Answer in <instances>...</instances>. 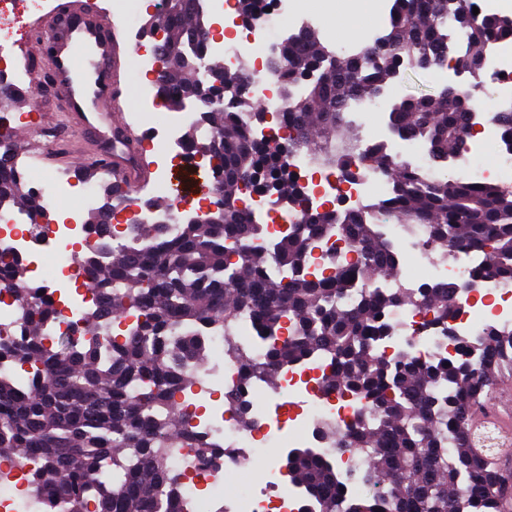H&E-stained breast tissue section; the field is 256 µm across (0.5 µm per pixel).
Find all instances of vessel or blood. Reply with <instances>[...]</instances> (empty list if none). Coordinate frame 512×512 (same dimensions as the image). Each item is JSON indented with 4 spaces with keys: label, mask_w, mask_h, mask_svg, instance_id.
Returning a JSON list of instances; mask_svg holds the SVG:
<instances>
[{
    "label": "vessel or blood",
    "mask_w": 512,
    "mask_h": 512,
    "mask_svg": "<svg viewBox=\"0 0 512 512\" xmlns=\"http://www.w3.org/2000/svg\"><path fill=\"white\" fill-rule=\"evenodd\" d=\"M100 15V8L84 4L83 0H53L36 31L51 46L47 68L61 94V125L91 140L94 155L106 169L121 172L126 190L135 195L142 184L143 145L127 131L113 126L112 115L104 108L118 88L110 77L114 45ZM169 184L175 201L183 203L211 188L212 181L200 170L186 167L171 171ZM500 405V411L483 413L473 421L472 432L492 424L500 433L511 434L512 425L505 422L504 416L512 412V394L503 393Z\"/></svg>",
    "instance_id": "1"
}]
</instances>
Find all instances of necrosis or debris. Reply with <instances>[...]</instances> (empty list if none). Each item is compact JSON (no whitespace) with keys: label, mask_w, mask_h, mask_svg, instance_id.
<instances>
[{"label":"necrosis or debris","mask_w":512,"mask_h":512,"mask_svg":"<svg viewBox=\"0 0 512 512\" xmlns=\"http://www.w3.org/2000/svg\"><path fill=\"white\" fill-rule=\"evenodd\" d=\"M256 9L263 26L244 21L241 16L225 14L223 28L209 31V54H222L225 68L247 66L253 91L264 103L266 111L280 109L278 88L282 78L270 66L273 45L267 37L268 29L282 26L291 14L288 0H257ZM484 67L491 75L494 88L486 94V105L472 116L473 123L489 127L493 114L512 109V44L495 42L489 45ZM198 110L180 113L175 123L155 128L154 137L180 164L193 167L197 160L184 138L185 128L198 123ZM366 143L383 144L392 164H406L424 168L426 152L420 141L407 138L395 140L388 127L376 124L368 127ZM288 170L298 176L306 187L310 207L328 209L336 200L345 206L355 207L368 200H381L391 191L390 179L380 170L365 167L362 177L356 181L344 180L340 173L316 166L311 155L305 152L290 153ZM40 201L49 222L47 232L40 237L31 232L29 221L0 211V255L7 254L26 259L34 265L50 260L57 277L64 279L75 293L63 297L62 291L46 286L44 294L56 301L61 316L46 327L47 336L69 332L72 324L84 312L96 304L94 292L87 287V272L76 266L71 259L75 246L87 240V227L82 224L83 212L97 209L99 189L97 184L83 183L79 190L80 205L66 220H59L53 203L63 189L72 186L69 173H38L34 164L21 170ZM245 206L252 216L266 224L269 234H278L284 226L300 223L299 206L284 205L257 194H246ZM185 209L175 205L162 211H143L138 204H128L122 211V220L112 226V241L125 242L126 225L145 223L165 225L168 233H175L182 224ZM389 242L399 243L404 257H410L425 268L427 281L454 280L463 289L457 299V315L454 325L457 334L465 340H474L480 329L487 324L512 327V288L494 282L467 287L469 268L479 263L475 254L438 252L424 244L423 235L405 237L399 225L383 227ZM424 312L412 305L396 308L392 314L395 333L384 349L392 355L400 348H408L417 357L425 358L438 352H451V345L440 344L434 334L417 335L416 328ZM254 321L248 315H240L224 330L210 333L209 342L217 354L215 363L201 370L188 366L190 383L176 396L178 405L186 413L192 425L210 428L216 441L223 445L225 455L217 463L203 464L194 449L174 445L170 448V460L174 467L186 474V497L200 499L203 492L224 499V512H300L305 493L302 489L279 486L274 498L268 499L255 492H243L227 496L225 489L250 461L262 455L267 448L286 444L289 433H297L306 447L318 449L327 458L341 457V465L350 469L360 466L362 459L353 454L338 455L335 448L321 440L319 430L324 423L343 426L351 423L361 409L359 403L347 396L322 390L320 382L329 369V361L316 357L306 363L283 370L277 386H266L262 380H254L245 395L255 417L250 425H243L224 401L225 396L240 393L239 377L242 359L263 362L266 346L252 338ZM235 342L239 349L229 352L228 342ZM26 505L33 512H49L44 500L30 489L27 472L11 461L0 460V512H17L18 505Z\"/></svg>","instance_id":"obj_1"}]
</instances>
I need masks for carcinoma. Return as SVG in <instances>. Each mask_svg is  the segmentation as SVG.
I'll list each match as a JSON object with an SVG mask.
<instances>
[{"label":"carcinoma","instance_id":"obj_1","mask_svg":"<svg viewBox=\"0 0 512 512\" xmlns=\"http://www.w3.org/2000/svg\"><path fill=\"white\" fill-rule=\"evenodd\" d=\"M193 2L172 0L169 18H152L145 33L163 31L169 78L160 93L170 108L234 92L223 111L201 113L210 136L199 137L193 127L186 137L195 155L219 159L210 170L224 202L199 221H184L171 237L158 226L130 224V246L119 249L111 233H100L101 214L91 216L95 240L76 263L88 268L98 309L49 347L45 327L58 316L55 304L28 280L19 258L0 261V284L30 297L24 333L0 341V363L21 360L32 368L25 379L0 371V459L21 468L35 460L31 485L60 512H189L184 474L171 465L165 443L194 448L205 463L224 457V447L206 428L184 421L174 394L187 384V363L203 366L208 333L248 311L269 345L265 364L242 362L241 384L255 376L272 384L279 369L324 356L333 360L326 391L361 404L354 423L321 430L340 453H365L366 467L348 471L347 480L314 448L287 452L280 471L304 488L307 512H501L499 496L512 490V473L497 455L474 451L469 429L498 374L512 370V328L485 327L459 355L422 360L400 350L388 359L380 347L391 338V312L405 303L425 309L422 328L458 340L451 323L458 283L376 288L351 299L347 287L358 274L395 268V250L381 230L387 222L407 234L424 227L435 248L483 252L469 273L473 283H512V187L393 169L380 145L344 135L342 115L348 98L382 94L403 67L430 69L448 60L481 73L486 48L512 40V17L475 15L474 0H394L380 46L336 57L312 30L288 37L274 64L288 73L281 105L297 129L284 146L252 138L235 118L243 107L264 116L251 81L216 71L210 82L200 80L194 60L205 53L207 28ZM455 27L465 42L458 57L448 52ZM480 85L405 99L390 112V128L428 144L432 163H446L465 148L466 116L476 110ZM496 124L512 151V112L500 113ZM289 149H305L345 177L356 175L359 158L388 172L393 193L355 210L310 212L305 188L281 163ZM13 150L11 143L0 152V206L20 199L36 211L38 199L15 172ZM244 189L300 205L302 222L265 246L266 227L238 205ZM333 224L361 250L355 267L324 276L309 270V257ZM98 254L106 263L95 260ZM129 315L135 321L125 337L111 336L112 318ZM350 481L363 484L362 497L348 496Z\"/></svg>","mask_w":512,"mask_h":512}]
</instances>
